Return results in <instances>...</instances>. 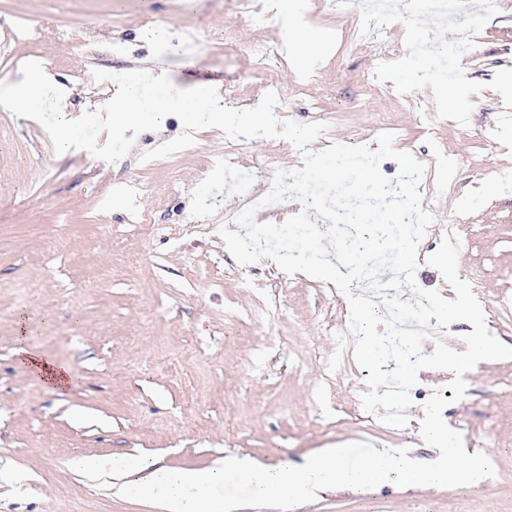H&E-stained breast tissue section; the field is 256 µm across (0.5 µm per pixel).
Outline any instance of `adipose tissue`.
I'll use <instances>...</instances> for the list:
<instances>
[{
    "label": "adipose tissue",
    "instance_id": "obj_1",
    "mask_svg": "<svg viewBox=\"0 0 512 512\" xmlns=\"http://www.w3.org/2000/svg\"><path fill=\"white\" fill-rule=\"evenodd\" d=\"M16 353L51 393L64 394L73 385L74 378L66 365L46 359L24 344ZM423 434L439 450L438 457L425 469L392 448L372 449L355 466L347 463L348 449L330 448L301 465L285 461L270 466L227 456L217 459L205 472L174 471L158 468L148 458L115 457L81 458L74 469L81 474L125 479L128 491L162 500L167 512H224V485L228 482L237 483L250 494L294 499L336 486L379 491L400 485L472 488L482 483L487 463L459 448L456 435L447 427L433 421L424 427Z\"/></svg>",
    "mask_w": 512,
    "mask_h": 512
}]
</instances>
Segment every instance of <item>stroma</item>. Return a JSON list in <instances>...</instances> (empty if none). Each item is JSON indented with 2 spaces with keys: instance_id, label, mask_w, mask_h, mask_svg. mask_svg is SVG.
<instances>
[{
  "instance_id": "obj_1",
  "label": "stroma",
  "mask_w": 512,
  "mask_h": 512,
  "mask_svg": "<svg viewBox=\"0 0 512 512\" xmlns=\"http://www.w3.org/2000/svg\"><path fill=\"white\" fill-rule=\"evenodd\" d=\"M224 2L0 0V19L23 20L33 36L16 41L0 27V42L11 45L0 82L21 81L22 64L39 61L74 116L114 95L110 84L89 82L93 70L124 73L162 55L176 88L219 79L236 110L276 87L281 118L325 123L312 150H374L378 135L393 134L396 149L428 166L422 185L433 222L419 246L417 285L455 299L426 258L448 225H460L459 277L489 332L512 347V187L497 181L501 167H512V124L500 125L503 98L489 87L512 68V0H500L461 60L467 78L485 85L470 97L465 126L437 117L431 88L402 93L375 78V53L358 43L354 12L307 0L306 14L286 19L272 0L243 13ZM185 28L202 40L189 57L175 46ZM288 28L309 29L314 48L293 45ZM260 41L283 44L285 61L256 70L249 49ZM182 130L166 117L110 164L81 149L57 154L40 123L0 107V468L20 476L0 478V512H164L159 501L76 473L73 461L86 456L146 454L171 469L204 470L230 453L300 464L345 446L353 465L374 448L427 463L438 451L421 438L420 421L436 389L450 401L445 422L492 460L478 487L339 488L294 501L252 499L229 483L225 501L232 512H512V359L465 373L458 401L452 372L421 370L405 426L366 412L349 385L361 373L353 354L336 356L335 333L349 327L345 296L303 273L284 275L267 258L240 264L219 235L259 186L213 167L215 156L229 151L242 168L269 173L299 168L300 156L280 138L232 146L220 129L204 128L192 147L141 161ZM439 155L450 170L433 167ZM133 180L140 195L132 205L124 189ZM195 222L200 230L182 235ZM52 237L63 238L61 253L44 251ZM254 313L264 322L251 321ZM21 339L65 363L75 386L51 394L18 361Z\"/></svg>"
}]
</instances>
